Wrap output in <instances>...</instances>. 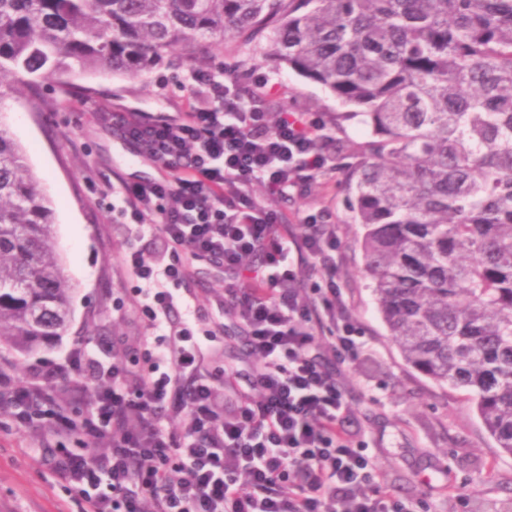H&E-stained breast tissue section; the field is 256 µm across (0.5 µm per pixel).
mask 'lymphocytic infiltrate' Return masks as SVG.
Wrapping results in <instances>:
<instances>
[{
  "label": "lymphocytic infiltrate",
  "instance_id": "lymphocytic-infiltrate-1",
  "mask_svg": "<svg viewBox=\"0 0 512 512\" xmlns=\"http://www.w3.org/2000/svg\"><path fill=\"white\" fill-rule=\"evenodd\" d=\"M192 96L178 118L115 112L123 135L176 177L121 184L112 209L137 236L160 232L169 255L157 265L142 249L125 265L153 331L144 365H102L83 349L67 368L18 379L0 369V406L23 427L83 437L85 448L44 447L48 469L76 492L78 512H411L390 492L370 497L377 461L342 428L346 386L339 363L363 342L336 281V227L279 222L252 196L264 184L288 198L322 174L331 137L310 112L277 117L252 106L267 78L244 88L222 70L189 69ZM234 275L224 313L242 332L249 369L229 366L223 383L240 390L234 419L224 417L204 344L181 294L182 249ZM316 279L315 288L304 282ZM74 371L99 389L90 412L73 420L52 405L50 384ZM105 443L99 453L89 444Z\"/></svg>",
  "mask_w": 512,
  "mask_h": 512
}]
</instances>
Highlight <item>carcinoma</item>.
Masks as SVG:
<instances>
[{"label":"carcinoma","mask_w":512,"mask_h":512,"mask_svg":"<svg viewBox=\"0 0 512 512\" xmlns=\"http://www.w3.org/2000/svg\"><path fill=\"white\" fill-rule=\"evenodd\" d=\"M259 34L376 136L344 186L378 310L405 361L467 390L512 454V0H0V101ZM53 226L0 128V348L69 326Z\"/></svg>","instance_id":"cac0c4a2"}]
</instances>
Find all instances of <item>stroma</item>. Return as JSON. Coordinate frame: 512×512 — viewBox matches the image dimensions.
<instances>
[{
	"mask_svg": "<svg viewBox=\"0 0 512 512\" xmlns=\"http://www.w3.org/2000/svg\"><path fill=\"white\" fill-rule=\"evenodd\" d=\"M193 64L162 65L138 76L73 72L66 86L49 81L39 97L24 92L0 101V125L22 147L31 173L49 197L55 242L73 286L72 318L50 346L22 355L0 353V366L26 377L31 366L65 363L77 346L97 358L128 366L141 357L146 323L130 304L136 280L124 276L120 257L152 248L124 232L104 183L161 179L159 168L111 123L105 112L179 116L190 91L188 67L223 68L226 82L250 83L269 75L260 102L276 109L314 112L333 137L324 175L291 200L253 187L267 210L300 224L329 211L339 240L336 280L364 345L339 368L348 387L345 428L367 445L379 479L414 512H512V455L501 452L479 419L470 396L442 387L412 368L392 341L363 268L362 228L346 206L343 175L372 134L321 85L263 53L261 43L227 38L195 48ZM199 330L222 322L224 276L206 260L187 257ZM71 494L47 470L39 443L0 407V512H73Z\"/></svg>",
	"mask_w": 512,
	"mask_h": 512,
	"instance_id": "1",
	"label": "stroma"
}]
</instances>
